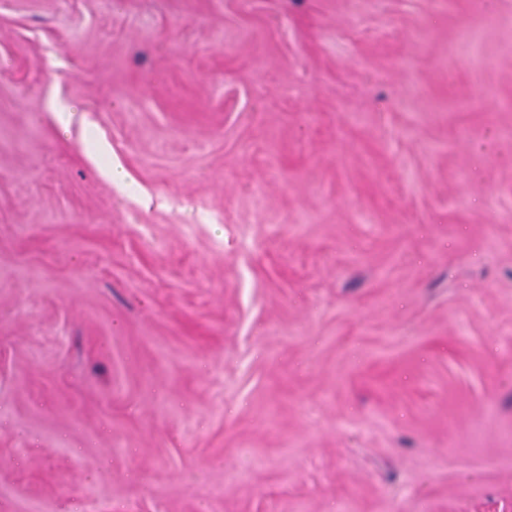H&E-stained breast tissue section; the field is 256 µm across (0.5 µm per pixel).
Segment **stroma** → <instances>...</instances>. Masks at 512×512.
<instances>
[{
    "mask_svg": "<svg viewBox=\"0 0 512 512\" xmlns=\"http://www.w3.org/2000/svg\"><path fill=\"white\" fill-rule=\"evenodd\" d=\"M0 512H512V0H0Z\"/></svg>",
    "mask_w": 512,
    "mask_h": 512,
    "instance_id": "stroma-1",
    "label": "stroma"
}]
</instances>
